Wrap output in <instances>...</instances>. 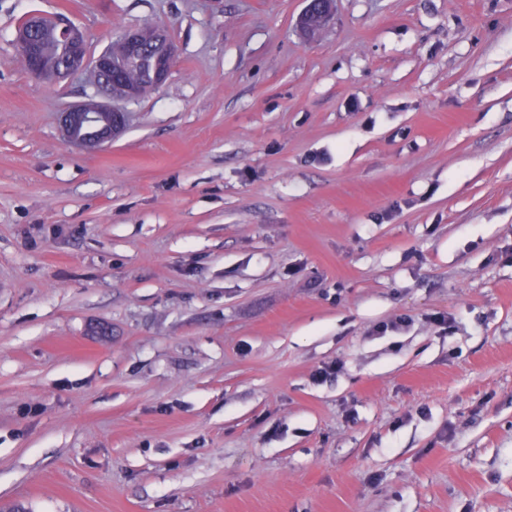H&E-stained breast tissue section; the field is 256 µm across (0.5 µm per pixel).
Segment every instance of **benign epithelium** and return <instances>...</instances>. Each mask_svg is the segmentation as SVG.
Returning <instances> with one entry per match:
<instances>
[{
    "instance_id": "7a95c632",
    "label": "benign epithelium",
    "mask_w": 512,
    "mask_h": 512,
    "mask_svg": "<svg viewBox=\"0 0 512 512\" xmlns=\"http://www.w3.org/2000/svg\"><path fill=\"white\" fill-rule=\"evenodd\" d=\"M333 0H308L300 19V29L307 39L314 37L316 31L328 20L332 12ZM38 33L56 40L61 49L67 52L65 63L58 67L40 56H33L29 74L45 80L56 81L70 73L87 75L89 88L95 95L88 100L69 107L61 112V130L71 144L95 150L109 143L126 127L128 113L116 102H128L135 99V90L121 87V90L101 91L108 70L117 67L112 61V51L105 50L98 56H89L87 42L83 32L63 18L49 19L33 14L27 17L25 24L16 33V44L26 47L32 41V35ZM155 38L165 47V53L145 55L142 62L153 81L160 85L168 78L176 59V48L165 32L155 29Z\"/></svg>"
}]
</instances>
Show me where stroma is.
Wrapping results in <instances>:
<instances>
[{
  "mask_svg": "<svg viewBox=\"0 0 512 512\" xmlns=\"http://www.w3.org/2000/svg\"><path fill=\"white\" fill-rule=\"evenodd\" d=\"M304 6L0 0V512H512V0ZM31 14L177 63L79 150ZM300 19V29L307 39L314 37L316 31L328 20L333 0H308Z\"/></svg>",
  "mask_w": 512,
  "mask_h": 512,
  "instance_id": "1",
  "label": "stroma"
}]
</instances>
